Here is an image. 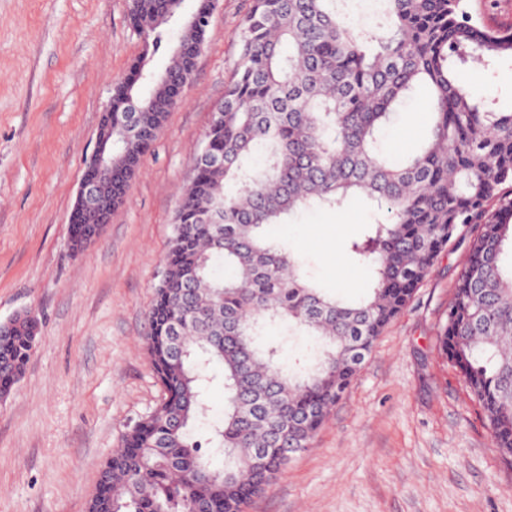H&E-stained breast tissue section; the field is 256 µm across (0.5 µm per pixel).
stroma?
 Segmentation results:
<instances>
[{
    "mask_svg": "<svg viewBox=\"0 0 512 512\" xmlns=\"http://www.w3.org/2000/svg\"><path fill=\"white\" fill-rule=\"evenodd\" d=\"M129 0H0V323L39 340L0 400V512H87L122 433L161 399L146 313L193 160L239 57L252 0H218L182 103L168 112L124 203L82 251L70 216L115 81L143 51ZM475 97L512 110V57L478 69ZM417 94L384 132L403 158L426 119ZM378 214L357 199L274 227L317 280L361 296L350 243ZM466 245L453 241L308 448L248 512H512V467L439 349Z\"/></svg>",
    "mask_w": 512,
    "mask_h": 512,
    "instance_id": "1",
    "label": "stroma"
}]
</instances>
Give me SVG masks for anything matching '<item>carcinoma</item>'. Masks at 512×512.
Segmentation results:
<instances>
[{
  "mask_svg": "<svg viewBox=\"0 0 512 512\" xmlns=\"http://www.w3.org/2000/svg\"><path fill=\"white\" fill-rule=\"evenodd\" d=\"M183 2L130 0L144 50L114 86L112 131L101 128L112 134L122 194L126 113H139L146 130L161 129L177 105L172 86L191 72L170 47ZM336 2L254 0L243 20L222 120L207 135L223 162L194 170L147 314L164 397L101 464L106 481L88 512H247L288 454L308 447L356 375L346 364L348 336L359 329L373 348L467 224L476 233L439 346L512 465V265L503 259L512 249V193L503 192L512 186V111L475 98L463 79L477 62L512 57V28L473 22L462 0H382L369 26ZM207 32L186 24L179 45L201 46ZM158 55L167 62L154 81L147 67ZM422 87L427 121L415 148L394 163L383 154L382 130ZM356 194L383 219L348 248L372 272L369 295L352 302L307 281L268 229L301 210L340 209ZM92 227V215L76 218L73 249ZM217 260L229 276H214ZM282 324L320 342L303 373L285 370L280 344L266 339ZM174 325L182 329L175 348ZM33 347L24 318L0 334V398L23 377ZM213 364L224 367V421L195 436L217 381Z\"/></svg>",
  "mask_w": 512,
  "mask_h": 512,
  "instance_id": "obj_1",
  "label": "carcinoma"
}]
</instances>
